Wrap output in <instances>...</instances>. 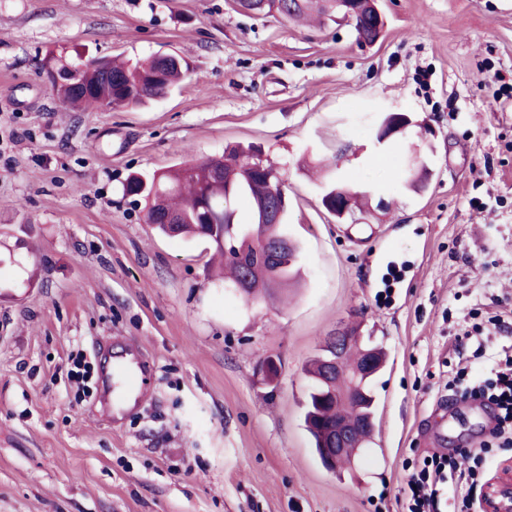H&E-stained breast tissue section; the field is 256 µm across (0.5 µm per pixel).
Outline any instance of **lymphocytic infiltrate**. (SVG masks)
Returning <instances> with one entry per match:
<instances>
[{
    "label": "lymphocytic infiltrate",
    "instance_id": "lymphocytic-infiltrate-1",
    "mask_svg": "<svg viewBox=\"0 0 512 512\" xmlns=\"http://www.w3.org/2000/svg\"><path fill=\"white\" fill-rule=\"evenodd\" d=\"M461 395L495 406L498 414L490 431L491 439L476 448H462L454 453L436 452L412 463L403 512H447L446 486L452 475L464 490L456 512H471L491 443H498L502 448L512 446V350L495 363L483 381L463 386Z\"/></svg>",
    "mask_w": 512,
    "mask_h": 512
}]
</instances>
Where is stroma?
<instances>
[{
	"instance_id": "obj_1",
	"label": "stroma",
	"mask_w": 512,
	"mask_h": 512,
	"mask_svg": "<svg viewBox=\"0 0 512 512\" xmlns=\"http://www.w3.org/2000/svg\"><path fill=\"white\" fill-rule=\"evenodd\" d=\"M371 44L234 0H0V512H402L408 460L489 437L453 394L512 346V0H380ZM190 72L146 107L74 110L50 54ZM413 123L377 145L385 112ZM255 146L276 165L299 277L245 300L211 241L158 233L134 174ZM367 194L322 205L315 163ZM505 332L482 330L490 317ZM345 326L386 354L374 435L338 471L302 424L305 364ZM147 357L138 405L100 398L106 343ZM275 357V380L262 371ZM90 365L86 389L70 371Z\"/></svg>"
}]
</instances>
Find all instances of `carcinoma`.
Here are the masks:
<instances>
[{
    "instance_id": "1",
    "label": "carcinoma",
    "mask_w": 512,
    "mask_h": 512,
    "mask_svg": "<svg viewBox=\"0 0 512 512\" xmlns=\"http://www.w3.org/2000/svg\"><path fill=\"white\" fill-rule=\"evenodd\" d=\"M278 9L287 18L303 20L314 14L326 11L323 0H278ZM44 64L54 68L63 83L58 93L73 107L110 108L139 106L165 97L186 78L187 69L173 66L161 70L158 58L148 61L82 59L66 61L54 55L44 59ZM162 74L164 93L150 90L149 83L157 74ZM250 153L235 149L221 158L184 162L170 170L150 176H132L124 184V194L144 200L147 219L164 235L175 234L200 236L215 244L217 254L224 262L227 271L225 281L235 286L244 278H249L245 297L250 299L256 290L277 285L286 287L294 277L295 254L291 253L273 261L262 252L252 251L239 257L228 256L224 252L222 238L230 235H266L270 238L286 239L285 218L277 224L262 226L250 220L241 223L224 222V214L237 215L238 206L245 201L251 209L263 201L279 204V209L287 211L280 197L284 193L271 183L268 176L275 172L270 164L259 168L249 162ZM221 169L224 176L218 181L208 179V172ZM171 215L178 224L163 223V218ZM323 358L313 360L306 369L312 383L309 387L303 414V426L312 439L317 453H322L329 428L340 421H350L359 417L372 419L375 414V398L371 381L363 385L364 395L357 405L336 406L332 392L341 390L348 383L349 376L339 378L338 384L330 385L320 380ZM374 423L358 428L353 436L351 449L363 448L373 439Z\"/></svg>"
}]
</instances>
